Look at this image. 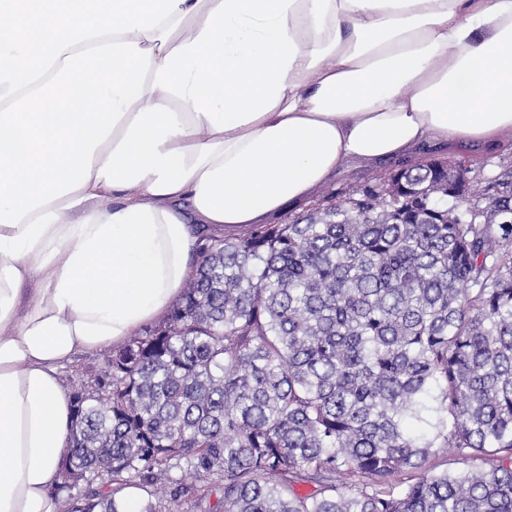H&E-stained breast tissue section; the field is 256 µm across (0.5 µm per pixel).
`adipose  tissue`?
Returning a JSON list of instances; mask_svg holds the SVG:
<instances>
[{
	"instance_id": "ef3b65f1",
	"label": "adipose tissue",
	"mask_w": 512,
	"mask_h": 512,
	"mask_svg": "<svg viewBox=\"0 0 512 512\" xmlns=\"http://www.w3.org/2000/svg\"><path fill=\"white\" fill-rule=\"evenodd\" d=\"M82 188L0 225V512H57L61 371L179 301L201 233L269 223L344 163L512 130V0H182Z\"/></svg>"
}]
</instances>
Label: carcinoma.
<instances>
[{
    "label": "carcinoma",
    "mask_w": 512,
    "mask_h": 512,
    "mask_svg": "<svg viewBox=\"0 0 512 512\" xmlns=\"http://www.w3.org/2000/svg\"><path fill=\"white\" fill-rule=\"evenodd\" d=\"M201 241L181 301L72 391L60 512L127 487L142 512H512V167L427 158Z\"/></svg>",
    "instance_id": "obj_1"
}]
</instances>
